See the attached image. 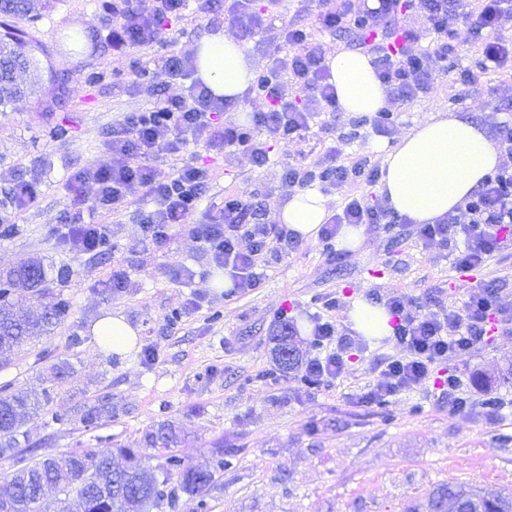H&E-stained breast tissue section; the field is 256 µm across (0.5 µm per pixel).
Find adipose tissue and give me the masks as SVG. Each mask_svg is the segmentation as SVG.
I'll use <instances>...</instances> for the list:
<instances>
[{"label": "adipose tissue", "instance_id": "adipose-tissue-1", "mask_svg": "<svg viewBox=\"0 0 512 512\" xmlns=\"http://www.w3.org/2000/svg\"><path fill=\"white\" fill-rule=\"evenodd\" d=\"M193 58L196 78L214 98L242 99L254 70L238 40L216 30L195 43ZM372 61V55L359 50L343 49L327 56L341 111L369 116L386 106L388 93ZM499 163L494 142L469 113L439 114L414 126L385 150L378 192L398 215L428 224L461 207ZM328 217V200L315 188L292 194L278 213L280 223L306 240L317 238ZM390 319L385 307L362 297L348 312L352 329L369 339L392 335ZM92 334L99 348L117 355L131 352L139 339L138 329L118 313L98 319Z\"/></svg>", "mask_w": 512, "mask_h": 512}]
</instances>
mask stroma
<instances>
[{"label":"stroma","mask_w":512,"mask_h":512,"mask_svg":"<svg viewBox=\"0 0 512 512\" xmlns=\"http://www.w3.org/2000/svg\"><path fill=\"white\" fill-rule=\"evenodd\" d=\"M34 3L33 18L16 26L44 77L34 94L0 105V200L16 179L33 183L37 197L13 222L0 223V271L40 258L48 272L43 303L62 299L70 310L0 368V386L50 392L46 414L24 427L29 443L44 454L138 448L146 432L174 424L182 438L176 455L212 467L215 477L202 494L179 495L159 512H426L429 493L443 483L512 489V414L490 423L481 407L493 396L512 411V386L498 380L512 362V232L501 233V249L487 266L466 273L453 267L461 240L424 247L413 224L364 227L360 248L340 246L332 255L322 240H303L270 263L259 288L229 296L214 286L220 271L188 227L155 246L142 231L138 205L95 214L92 194L73 201L67 185L80 168L111 163L112 129L124 117L155 99L187 94L194 77H171L165 62L191 55L196 41L226 27L224 0H188L152 47L121 53L106 38L117 21L112 0ZM429 84L417 100L395 105L398 132L438 112L470 113L489 131L512 118L510 70L479 73L476 83L463 85L438 63ZM385 143L367 117L342 112L329 131L273 143L261 169L245 154L193 140L181 157L162 152L152 164L165 173L181 159L210 167L193 223H208L225 196L239 194L273 224L287 199L280 187L285 168L311 165L334 144L345 156L378 162ZM88 215L109 225L111 240L95 254L71 252L61 226ZM180 268L192 279L175 278ZM116 273L126 282L119 292L112 288ZM480 285L498 289L503 304L489 318L486 342L450 355L426 386L389 401H361L382 363L401 353L387 337H358L344 355L343 377L311 396L300 389L301 369L275 364L278 314L293 322L305 361L317 353L313 316L327 297L339 298L336 320L347 333L357 297L381 304L398 293L428 308L439 301L460 310ZM195 295L199 308L172 318V309ZM113 311L140 329L131 354L104 353L93 339L94 321ZM451 375L471 404L459 416L449 415L441 393ZM104 396L111 416L85 426L81 410Z\"/></svg>","instance_id":"1"}]
</instances>
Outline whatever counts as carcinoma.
I'll use <instances>...</instances> for the list:
<instances>
[{
	"label": "carcinoma",
	"mask_w": 512,
	"mask_h": 512,
	"mask_svg": "<svg viewBox=\"0 0 512 512\" xmlns=\"http://www.w3.org/2000/svg\"><path fill=\"white\" fill-rule=\"evenodd\" d=\"M33 0H0V35L10 46L0 55V83L12 84L28 69L29 48L10 19L26 18ZM47 277L43 262L30 259L13 270L0 273L4 295L0 297V366L11 363L22 347L49 333L65 312L59 301L35 314L26 305V293L34 292ZM279 367L292 369L300 360L293 334L281 329L273 337ZM50 393L14 392L0 387V459L16 460L21 453L18 437L25 422L44 410ZM110 413L109 400H100L81 414L84 423H94ZM178 443L172 424H164L144 435L147 448L171 451ZM152 456L139 448H105L98 451H66L44 458L30 457L22 465L0 476V512H154L163 504L173 505L178 493L194 495L213 482L214 473L185 465L174 455L166 458L163 479L149 465ZM428 512H512V493L497 489H475L446 483L428 498Z\"/></svg>",
	"instance_id": "1"
}]
</instances>
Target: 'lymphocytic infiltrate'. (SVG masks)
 <instances>
[{"instance_id": "f902f5d3", "label": "lymphocytic infiltrate", "mask_w": 512, "mask_h": 512, "mask_svg": "<svg viewBox=\"0 0 512 512\" xmlns=\"http://www.w3.org/2000/svg\"><path fill=\"white\" fill-rule=\"evenodd\" d=\"M125 21L113 27L110 37L115 48H147L158 39L169 15L181 13L185 0H124ZM401 0H379L375 9H364L355 0H341L321 16V28L328 32L349 28L352 20H363L366 30L384 34L395 41L391 51H380L377 44L362 40L360 49L372 54L379 79L393 101L419 98L428 88V77L436 61H447L453 46L448 32L461 14V0H418L421 25H398ZM469 14L471 35L478 45L480 67L484 70L512 68V40L500 35L505 21L512 20V0H475ZM228 20L239 39L249 40L269 32L273 41L289 46L284 55L268 59L260 93L265 110L253 113L250 125L219 123L215 113L230 111L231 101L214 99L201 84H194L188 95L157 99L142 112L126 117L112 130V162L107 166L88 165L72 176L76 196L93 189L97 207L105 208L126 201L148 202L142 220L145 236L163 242L169 229L191 224L202 190L209 179L205 167L185 164L164 173L149 165L159 150L182 153L189 137H197L211 147L246 150L255 167L270 161L268 144L286 140L308 130L323 113L338 109L336 91L329 81L325 52L320 41L305 29L288 25L268 30L266 17L254 11L251 0H231ZM437 35L434 50L421 46L424 35ZM496 143L504 161L488 175L470 199L432 224L417 231L422 246L462 236L463 247L454 258L458 269L486 266L500 249L499 232L512 225V122L496 128ZM378 164L367 159L347 160L338 146L328 147L323 159L312 166L285 169L280 182L283 192L311 183L323 190L344 192V203L320 230L325 242L335 240L345 224H397L401 218L385 203L372 204L359 196L360 182L380 179ZM195 239L203 242L211 265L222 269L232 283V294L245 295L257 288L260 271L270 259L293 252L296 233L284 224L254 220L253 207L245 197H225L224 209L213 222L191 224ZM385 304L396 319L393 338L404 353L386 361L382 377L362 397L363 402L383 401L402 392L424 386L434 364L448 355L475 349L487 334L491 314L501 308L497 290L472 288L464 311L454 307L426 310L401 294L388 297ZM317 347L332 345V352L311 358L301 380L310 389L332 384L345 371L343 353L355 341L339 332L335 320L317 318L314 328Z\"/></svg>"}]
</instances>
